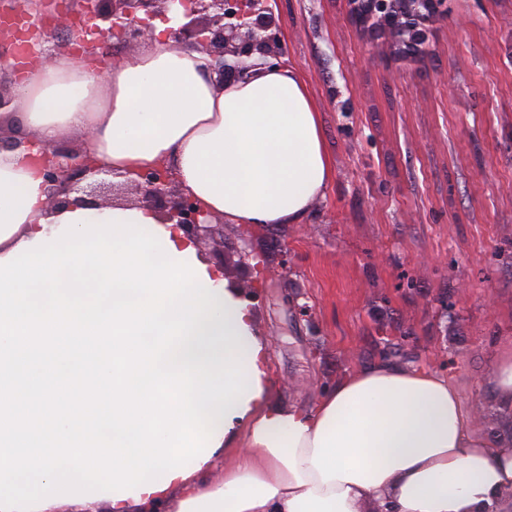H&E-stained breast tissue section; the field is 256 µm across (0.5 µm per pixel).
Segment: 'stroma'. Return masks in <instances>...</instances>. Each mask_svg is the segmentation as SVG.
Listing matches in <instances>:
<instances>
[{"instance_id":"35a3bbf8","label":"stroma","mask_w":512,"mask_h":512,"mask_svg":"<svg viewBox=\"0 0 512 512\" xmlns=\"http://www.w3.org/2000/svg\"><path fill=\"white\" fill-rule=\"evenodd\" d=\"M287 65L334 174L304 222L254 232L267 271L231 269L270 351L272 398L312 407L378 360L445 373L512 423L491 359L512 336V0H447L424 54H378L347 0H276Z\"/></svg>"}]
</instances>
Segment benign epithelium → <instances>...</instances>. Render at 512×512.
I'll list each match as a JSON object with an SVG mask.
<instances>
[{"mask_svg":"<svg viewBox=\"0 0 512 512\" xmlns=\"http://www.w3.org/2000/svg\"><path fill=\"white\" fill-rule=\"evenodd\" d=\"M270 0H78L73 18L63 22L69 31L88 35V53L97 55L115 39L136 46L154 35L155 21L169 23L175 42L185 41L211 59V74L224 84L243 79L252 71L274 63L285 64L278 37V23ZM446 0H348L352 19L361 27L379 32L384 40L378 52L394 55L407 46L404 58L421 54L428 27L441 14ZM43 177L48 186V205L60 209L79 195L87 205H101L100 197L112 193V204L148 208L163 223H171L196 243L213 244L218 267H224V224L202 204L184 194L172 173L162 164L132 180L99 167L84 152L51 145L44 150Z\"/></svg>","mask_w":512,"mask_h":512,"instance_id":"benign-epithelium-1","label":"benign epithelium"}]
</instances>
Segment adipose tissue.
<instances>
[{"instance_id":"adipose-tissue-1","label":"adipose tissue","mask_w":512,"mask_h":512,"mask_svg":"<svg viewBox=\"0 0 512 512\" xmlns=\"http://www.w3.org/2000/svg\"><path fill=\"white\" fill-rule=\"evenodd\" d=\"M153 46L29 67L0 127V512H512V437L476 432L446 375L379 360L312 408L269 393L251 303L152 210L47 206L42 147L69 133L136 178L169 165L233 224H297L332 165L298 71L219 84ZM512 410V336L492 359ZM224 480L202 478L224 449Z\"/></svg>"}]
</instances>
